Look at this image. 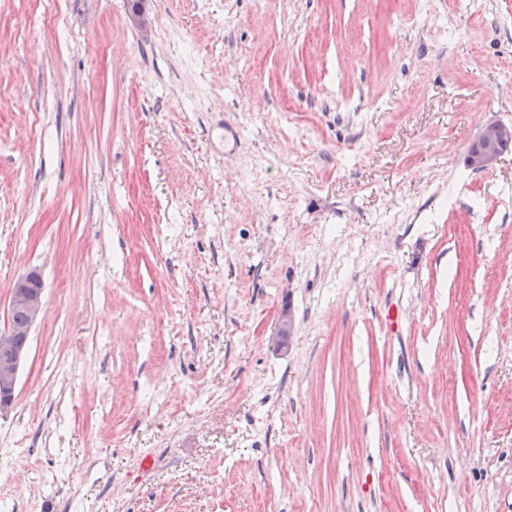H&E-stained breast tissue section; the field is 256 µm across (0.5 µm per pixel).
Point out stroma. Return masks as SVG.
Segmentation results:
<instances>
[{"label": "stroma", "instance_id": "35a3bbf8", "mask_svg": "<svg viewBox=\"0 0 512 512\" xmlns=\"http://www.w3.org/2000/svg\"><path fill=\"white\" fill-rule=\"evenodd\" d=\"M145 8L0 0V512H512V0ZM503 141H512V125L487 120L479 134V140L474 141L469 147L470 152L477 148L478 150L468 155V165L478 171L492 169L502 156L500 145ZM20 288H26L22 290ZM44 307V288L41 274L33 269L19 278L9 294L11 322L0 334V410L10 406L22 359L28 352L31 329L40 318ZM24 321V322H22ZM19 336L23 342L19 343Z\"/></svg>", "mask_w": 512, "mask_h": 512}]
</instances>
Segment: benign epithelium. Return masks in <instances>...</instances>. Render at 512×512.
I'll return each instance as SVG.
<instances>
[{"mask_svg":"<svg viewBox=\"0 0 512 512\" xmlns=\"http://www.w3.org/2000/svg\"><path fill=\"white\" fill-rule=\"evenodd\" d=\"M477 152L468 155V165L478 171L492 169L502 156L501 142L512 141V125L488 120L479 134ZM44 307V288L41 274L33 269L19 278L9 294V309H19L26 320L11 323L0 333V410L10 406L22 359L28 352L31 329Z\"/></svg>","mask_w":512,"mask_h":512,"instance_id":"obj_1","label":"benign epithelium"}]
</instances>
